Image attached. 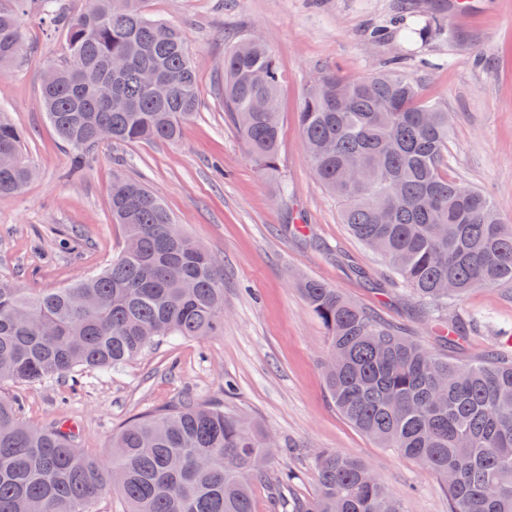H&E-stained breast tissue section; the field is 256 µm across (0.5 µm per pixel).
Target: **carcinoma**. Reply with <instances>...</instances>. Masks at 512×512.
Listing matches in <instances>:
<instances>
[{
    "label": "carcinoma",
    "instance_id": "cac0c4a2",
    "mask_svg": "<svg viewBox=\"0 0 512 512\" xmlns=\"http://www.w3.org/2000/svg\"><path fill=\"white\" fill-rule=\"evenodd\" d=\"M64 29L68 60L40 85L39 104L80 166L101 140L175 144L198 110L184 32L147 16L142 0H0V75L25 53L21 18ZM153 72L163 95L144 81ZM278 63L266 44L224 51V112L263 170L277 172ZM298 121L315 176L342 223L379 253L429 322L448 300L512 284V223L482 192L448 173V113L398 72L314 80ZM25 133L0 114V196L33 169ZM112 223L124 247L98 272L31 294L0 281V381L41 383L82 370L118 371L163 339H201L224 327V270L143 184L112 181ZM329 336L325 370L340 414L445 483L448 512H512V349L449 360L312 278L299 284ZM59 425L33 427L0 398V512H95L106 492L123 512H253L251 485L273 454L266 434L222 407L184 399L128 421L107 460L73 445ZM318 488L292 512H404L362 460L314 458Z\"/></svg>",
    "mask_w": 512,
    "mask_h": 512
}]
</instances>
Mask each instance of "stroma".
<instances>
[{
	"instance_id": "stroma-1",
	"label": "stroma",
	"mask_w": 512,
	"mask_h": 512,
	"mask_svg": "<svg viewBox=\"0 0 512 512\" xmlns=\"http://www.w3.org/2000/svg\"><path fill=\"white\" fill-rule=\"evenodd\" d=\"M145 0L152 17L181 28L196 66L200 108L176 144L105 140L73 173L39 107L44 69L63 62L62 34L33 17L21 66L0 76V111L26 138L36 176L0 196V281L38 293L107 264L124 245L110 211L112 181L144 183L176 223L224 262V329L204 339L163 341L116 374L85 372L63 382H0L24 421L57 423L89 453L107 456L128 420L184 397L219 404L268 431L279 447L271 477L293 475L288 492L317 490L313 457L333 450L366 462L404 512H448L440 479L359 432L330 400L325 329L296 281L320 280L432 353L452 355L394 286L379 255L342 224L340 205L318 182L298 124L308 85L325 73L353 80L398 67L424 100L450 118L448 170L512 216V0ZM264 42L281 71L279 174L248 155L227 119L224 49L238 37ZM287 197H280L281 187ZM449 318L477 319L463 354L512 345V292L475 288L448 305Z\"/></svg>"
}]
</instances>
